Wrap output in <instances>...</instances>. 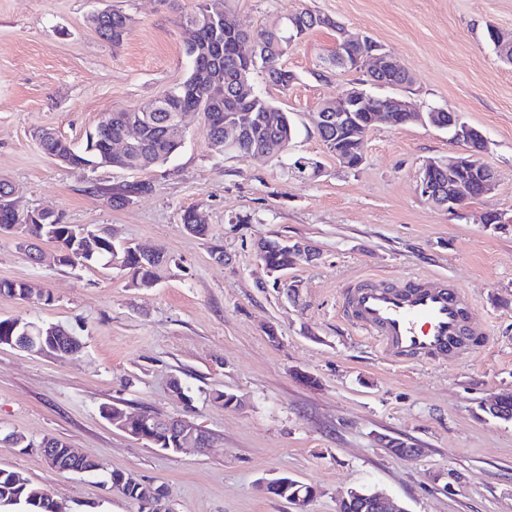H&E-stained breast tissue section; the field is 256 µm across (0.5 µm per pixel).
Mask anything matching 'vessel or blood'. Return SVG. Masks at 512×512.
I'll list each match as a JSON object with an SVG mask.
<instances>
[{
    "label": "vessel or blood",
    "mask_w": 512,
    "mask_h": 512,
    "mask_svg": "<svg viewBox=\"0 0 512 512\" xmlns=\"http://www.w3.org/2000/svg\"><path fill=\"white\" fill-rule=\"evenodd\" d=\"M347 316L375 336L391 361L453 357L464 346L470 305L459 289L432 278L402 285L367 279L349 293Z\"/></svg>",
    "instance_id": "b4317fda"
}]
</instances>
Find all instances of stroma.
I'll return each mask as SVG.
<instances>
[{"label":"stroma","mask_w":512,"mask_h":512,"mask_svg":"<svg viewBox=\"0 0 512 512\" xmlns=\"http://www.w3.org/2000/svg\"><path fill=\"white\" fill-rule=\"evenodd\" d=\"M111 7L133 22L119 49L89 24ZM163 0H0V180L22 210H50L64 223L105 226L117 243L164 251L169 263L150 289L115 268L30 262L0 235V280H23L50 301L0 296V318L64 323L81 334L68 358L0 345V433L55 437L105 467L164 486L174 512H291L257 489L288 476L313 487L310 512H337L353 489L381 490L406 512H512V421L484 414L494 393H512V65L485 38L512 32V0H231L236 23L253 31L301 9L371 37L409 72L397 93L421 111L457 112L487 145L498 189L461 214L438 210L417 191L421 165L463 152L446 130L377 124L367 158L341 166L317 133L321 104L362 84L366 69L317 77L335 46L319 28L283 58L288 89L253 75L254 89L290 112L297 135L275 157H217L200 116L186 118L184 146L147 172L149 194L115 208L106 189L135 180L112 168L71 169L33 133L53 129L83 145L101 117L152 100L188 72L181 13ZM317 160L304 182L294 159ZM509 216L487 224V206ZM196 208L207 234L186 231ZM281 233L318 257L290 269L295 297L274 287L254 243ZM369 275L452 281L472 307L475 349L454 361L397 366L340 314L348 288ZM314 384H306L305 375ZM189 387L190 401L169 388ZM235 394L228 408L216 392ZM191 421L209 448L176 455L145 445L100 414L102 405ZM389 436L420 448L407 460ZM0 468L20 472L68 512H137L92 475L60 474L33 449L0 442Z\"/></svg>","instance_id":"obj_1"}]
</instances>
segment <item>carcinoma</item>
Segmentation results:
<instances>
[{
    "mask_svg": "<svg viewBox=\"0 0 512 512\" xmlns=\"http://www.w3.org/2000/svg\"><path fill=\"white\" fill-rule=\"evenodd\" d=\"M296 28L288 30V18L283 17L271 25L255 33L233 32L224 28V24L211 18L208 0H202L196 10L180 17L181 24L193 23L197 27L195 43L185 45V55L189 60L188 75L184 81L170 89V92L158 99L159 108L145 112L141 107L115 110L104 114L95 130L86 137L85 146L77 148L62 137L38 138L41 149L46 153L62 150L67 153V166L74 170L85 171L87 166L105 167L107 160H112V167L130 172L149 170L164 164L175 157L183 147V143L170 136L167 129L177 123L179 116L189 110L201 106L200 87L202 74L211 65V46L223 44L221 57L224 68V81L232 83L239 69L246 70V76L260 69L269 82L286 90L294 80L291 71L282 64L283 57L288 53L291 43L288 39L301 40L309 32L317 28L333 27V20L308 9L292 13ZM132 24V17L119 10H110L99 20L96 32L112 47L117 48L124 42ZM372 85L388 84L393 87L410 83V78L400 69L385 68L380 72L369 73ZM238 112L244 113L247 119V130L243 137L229 141L224 138V119ZM131 118L142 127V139L132 151L123 155L109 156L110 142L123 133L126 119ZM206 144L209 151L218 157L235 155L243 158L257 151L276 153L289 145L296 135V126L290 115L266 97L255 93L248 99L233 91L224 94V99L212 104L206 112ZM319 137L330 152L341 151L346 164L355 167L361 161L364 147L356 142L350 131H340L334 127L318 129ZM319 162L300 157L293 162L291 173L303 179H312V173L318 170ZM152 190L147 181L127 182L110 192V205L121 208L135 198ZM196 210L187 209L182 215L185 229L196 235H206V225L198 223ZM17 226V233L28 239H36L51 243L64 257L59 266L66 268L89 267L102 262L109 263L116 258L119 269L126 272L135 288H152L160 278L167 257L156 251L150 256L144 255L136 246L116 248L112 235L106 227H82L87 232L84 240L76 239L79 229L75 224H64L60 216H53L50 224L21 223L15 214L0 209V232L5 233L10 225ZM288 236L279 235L272 239H264L266 252L264 262L271 272L283 274L293 268L300 258L287 243ZM0 296L26 300L30 298L27 283L20 280H0ZM38 325L21 318L0 319V340L3 338L36 334ZM37 347L62 358L68 357L64 339L56 336L37 334ZM101 415L110 420L121 415L128 419L127 427L135 436H150L160 448L177 447L178 435L166 430L153 429L157 417L149 411L124 413L123 410L110 405L100 408ZM18 448L28 449L46 445L65 453L69 445L57 438H43L35 443L22 436L12 439ZM87 472L102 475V483L110 491L135 504L139 503L140 492L131 484L123 481L126 473L107 471L96 459L84 464ZM18 507V512H54L46 490L19 473L0 468V508Z\"/></svg>",
    "mask_w": 512,
    "mask_h": 512,
    "instance_id": "cac0c4a2",
    "label": "carcinoma"
}]
</instances>
